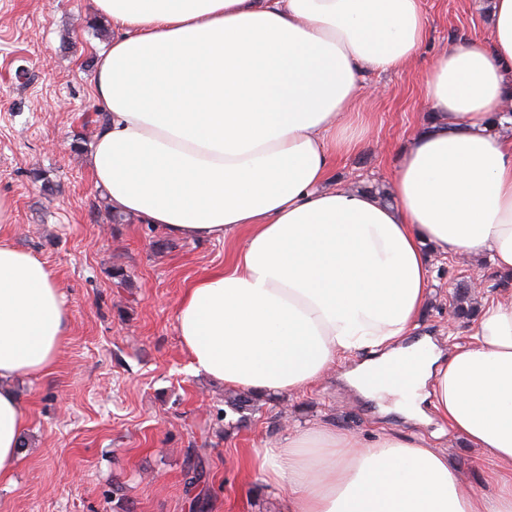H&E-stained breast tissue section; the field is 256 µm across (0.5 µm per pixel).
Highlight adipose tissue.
<instances>
[{
    "instance_id": "adipose-tissue-1",
    "label": "adipose tissue",
    "mask_w": 512,
    "mask_h": 512,
    "mask_svg": "<svg viewBox=\"0 0 512 512\" xmlns=\"http://www.w3.org/2000/svg\"><path fill=\"white\" fill-rule=\"evenodd\" d=\"M91 3L114 29L92 78L109 117L89 159L96 187L174 237L245 236L177 306L190 370L288 396L355 355L345 379L359 393L395 396L407 419L438 418L480 452L475 490L423 437L292 428L250 458L283 512H512V293L485 302L467 344L413 336L432 253L485 257L512 278V0H490L491 42L427 65L430 119L388 204L332 171L363 141L367 74L418 58L421 0ZM68 328L46 264L0 240L2 479L27 426L11 383L50 373Z\"/></svg>"
}]
</instances>
